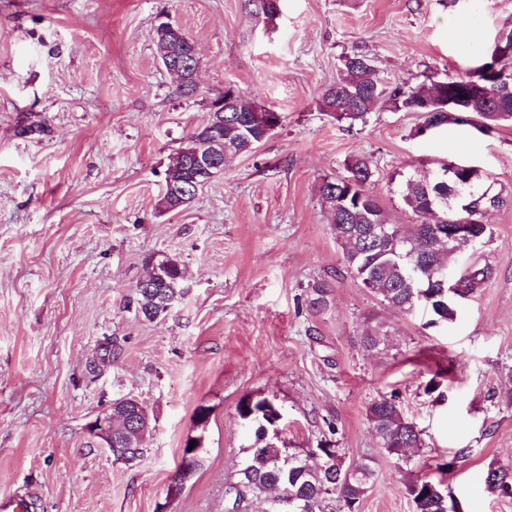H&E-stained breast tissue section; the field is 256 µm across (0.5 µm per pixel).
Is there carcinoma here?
I'll return each mask as SVG.
<instances>
[{
  "mask_svg": "<svg viewBox=\"0 0 512 512\" xmlns=\"http://www.w3.org/2000/svg\"><path fill=\"white\" fill-rule=\"evenodd\" d=\"M500 38V42L485 49L481 63L468 73L441 76L434 72L428 75L427 84L406 82L390 87L366 55H348L340 76L322 93V110L350 127L366 124L369 115L382 104L398 112H417L422 118L415 131L417 136L450 123L469 124L482 133L502 123H512V30ZM469 83L480 84L483 92L465 105L463 115L436 111L438 96ZM255 106L239 94L234 112L224 113V153L228 156L252 152L263 138V130L249 122ZM190 164L189 155L180 150L165 177H180ZM451 164L453 161L443 160L431 178L407 181L403 201L416 217L412 224L389 222L378 199L367 189L375 170L363 156L351 159L345 174L326 176L319 185L333 236L361 285L390 307L404 311L422 307L441 322L453 319L455 303L448 301V277L441 272L447 258L441 255L438 244L441 227L435 212L439 208L431 201L448 194L454 186L463 191L482 240L492 234L491 226L483 221L485 210L503 203L489 190L479 191L482 174L478 169L462 170L454 182L444 183L443 173ZM375 224L387 225L389 235L382 240L370 235ZM149 264L165 268L166 273V280L137 289V311L151 321V314L166 315L167 308L181 296L184 270L177 257L167 254L150 257ZM490 274L487 266H468L455 275L454 281L466 298ZM237 413L253 428L254 441L246 459L225 485V512H248L251 503L259 498L266 499V512H277L275 501L285 494L295 499L296 512H358L359 503L375 478L371 464L361 461L346 467L338 449L328 443L316 456L281 443V437L273 433V420L280 417L282 410L273 398L247 395L238 403ZM367 416L381 446L397 459L407 462L409 449L424 446L421 430L405 416L398 395L375 398L367 408ZM133 428L132 415L119 407L112 409V436L122 438ZM484 483L491 495L512 498L511 469L489 466ZM407 490L414 512H447L448 501L443 498L441 483L418 479Z\"/></svg>",
  "mask_w": 512,
  "mask_h": 512,
  "instance_id": "carcinoma-1",
  "label": "carcinoma"
}]
</instances>
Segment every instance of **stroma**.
<instances>
[{"mask_svg":"<svg viewBox=\"0 0 512 512\" xmlns=\"http://www.w3.org/2000/svg\"><path fill=\"white\" fill-rule=\"evenodd\" d=\"M163 21L201 57L195 95L160 63ZM510 29L512 0H280L272 19L261 0H0V498L26 497L31 512H224L253 441L236 408L263 395L289 446L329 438L344 463L373 461L359 512H413L419 477L442 478L459 512H512L484 486L489 465L512 468V124L418 137L415 112L383 106L350 127L321 106L346 55L370 57L390 85L418 83L465 74ZM229 86L280 126L187 206L162 210L168 165ZM358 156L396 224L413 220L407 179L447 158L503 198L485 215L492 237L456 257L492 275L453 320L391 308L347 267L318 186ZM161 254L180 260L183 294L148 321L136 285ZM368 327L387 334L379 350L360 345ZM391 392L425 442L406 465L366 417ZM121 397L152 427L133 462L88 430ZM191 437L201 463L167 503Z\"/></svg>","mask_w":512,"mask_h":512,"instance_id":"1","label":"stroma"}]
</instances>
